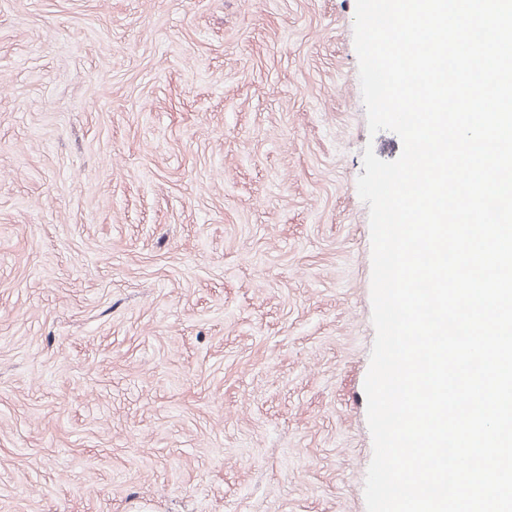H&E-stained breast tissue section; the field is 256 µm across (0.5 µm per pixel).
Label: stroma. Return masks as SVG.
Masks as SVG:
<instances>
[{
	"mask_svg": "<svg viewBox=\"0 0 512 512\" xmlns=\"http://www.w3.org/2000/svg\"><path fill=\"white\" fill-rule=\"evenodd\" d=\"M356 0H0V512H367Z\"/></svg>",
	"mask_w": 512,
	"mask_h": 512,
	"instance_id": "obj_1",
	"label": "stroma"
}]
</instances>
